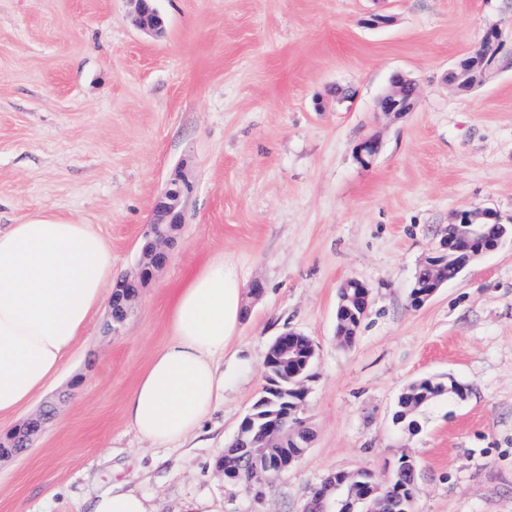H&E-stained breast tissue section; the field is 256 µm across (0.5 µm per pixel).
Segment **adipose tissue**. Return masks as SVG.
<instances>
[{
	"label": "adipose tissue",
	"instance_id": "adipose-tissue-1",
	"mask_svg": "<svg viewBox=\"0 0 512 512\" xmlns=\"http://www.w3.org/2000/svg\"><path fill=\"white\" fill-rule=\"evenodd\" d=\"M112 253L90 224L31 220L0 227V418L15 413L57 374L91 316L107 301ZM243 290L223 260L207 262L173 295L169 340L129 393L125 418L137 436L167 447L198 435L224 399V353L242 318ZM89 512H152L115 485Z\"/></svg>",
	"mask_w": 512,
	"mask_h": 512
}]
</instances>
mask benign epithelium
Returning a JSON list of instances; mask_svg holds the SVG:
<instances>
[{"mask_svg":"<svg viewBox=\"0 0 512 512\" xmlns=\"http://www.w3.org/2000/svg\"><path fill=\"white\" fill-rule=\"evenodd\" d=\"M135 4V22L138 28L153 34L163 31L164 20L153 7L154 0H130ZM483 47L477 46L471 59L462 61L452 71L451 77L460 90H468L491 77L497 69L479 67L474 59L482 56ZM416 97V85L403 77H394L379 98V110L385 115H400L412 110ZM379 153V140L375 137L360 142L356 147V156L360 163L368 166ZM191 191V185L185 176L175 173L166 183L158 196L153 212V219L140 244V255L135 271L117 282L115 295L110 304L112 322L115 327L122 324L133 304L138 300L140 290L155 279L158 272L169 262L170 251L176 241V234L182 224L183 202ZM500 224L496 212L485 209L463 212L455 217L452 226L453 237H443L439 246L427 255L420 267L428 272L425 281L415 277L410 285L409 301L414 307H421L428 302L439 288L448 282L446 262L452 258L458 264V272H463L473 262L494 251L508 237L512 238V225L501 224L500 234L492 239L485 236L483 226L487 222ZM370 289L362 281L350 278L344 281L338 291L336 315L349 312L355 320L362 316L356 312L359 302L369 303ZM297 332L289 330L276 339L279 359L284 364L295 363L298 355L289 337ZM303 389L297 390V400L291 404L289 415L295 421L292 436L310 444L313 433L299 417L304 400ZM45 418L42 416L28 419L21 427L13 430L5 438H0V460L20 454L32 447L33 440L43 429ZM399 481L407 486L408 494L399 499H389L379 495L377 484L368 479L340 472L329 476L323 484L315 489L317 507L309 512H329V494L337 489L345 491L344 497L335 501V512H412L413 492L416 488V469L412 462H407L399 472Z\"/></svg>","mask_w":512,"mask_h":512,"instance_id":"benign-epithelium-1","label":"benign epithelium"}]
</instances>
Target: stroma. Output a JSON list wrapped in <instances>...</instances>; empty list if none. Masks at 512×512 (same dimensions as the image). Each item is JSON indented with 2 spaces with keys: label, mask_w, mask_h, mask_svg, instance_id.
Here are the masks:
<instances>
[{
  "label": "stroma",
  "mask_w": 512,
  "mask_h": 512,
  "mask_svg": "<svg viewBox=\"0 0 512 512\" xmlns=\"http://www.w3.org/2000/svg\"><path fill=\"white\" fill-rule=\"evenodd\" d=\"M151 36L128 0H0V226L37 216L94 225L114 277L130 274L175 170L193 189L169 263L118 333L88 322L33 402L0 435L56 402L22 455L0 461V512H83L119 482L154 512H305L329 475L417 468L414 512H512V240L408 300L419 263L462 212L512 224V67L467 93L447 73L512 0H156ZM376 15L390 19L372 25ZM411 112L378 109L393 74ZM376 136L370 166L356 145ZM243 287L224 356L223 402L196 438L157 448L129 431L126 398L168 340L171 292L214 256ZM371 300L352 345L335 335L340 285ZM293 330L315 345L302 418L314 439L260 493L219 462L264 385V354ZM454 379L409 434L403 389Z\"/></svg>",
  "instance_id": "obj_1"
}]
</instances>
